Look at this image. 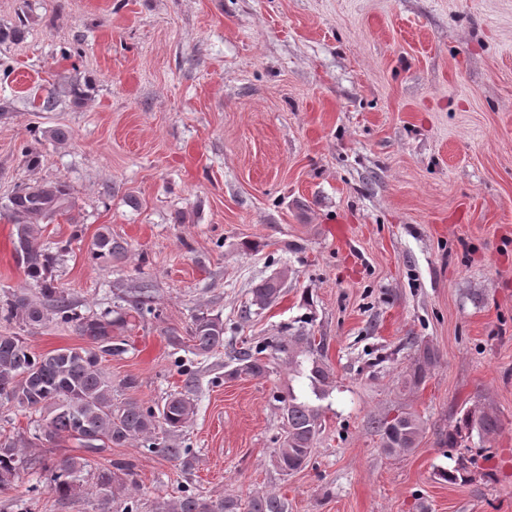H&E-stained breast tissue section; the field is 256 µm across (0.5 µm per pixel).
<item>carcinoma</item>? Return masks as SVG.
<instances>
[{
	"instance_id": "obj_1",
	"label": "carcinoma",
	"mask_w": 512,
	"mask_h": 512,
	"mask_svg": "<svg viewBox=\"0 0 512 512\" xmlns=\"http://www.w3.org/2000/svg\"><path fill=\"white\" fill-rule=\"evenodd\" d=\"M74 204L71 190L63 180L36 181L15 191L5 204L12 223L17 225L14 250L30 284L37 293L22 288L0 299V318L22 328H32L50 321L71 324L83 336L100 345L93 348H60L37 354L16 333L0 332V405L30 410L45 415L41 427L48 442L74 440L83 454L63 458L52 465L39 459H27L14 442L0 443V490H7L24 462L40 465L49 471V487L60 499L82 491L83 474L96 459L94 449L106 450L130 440L151 454L189 464L190 449L177 448L154 436L157 427L172 435L181 430L194 409V395L199 380L194 371L181 370L185 376L183 390L167 397L153 408L129 398L116 402L112 398V377L101 367L105 355L121 353V344H112V331L128 326V319H143L154 313L145 287L127 290V306L85 316L65 289L54 285L49 276L59 252L37 244L42 225L55 217L71 213ZM127 251L126 242L112 236L110 229L98 233L90 250L91 258L101 264L119 259ZM281 277H270L251 288L250 306L264 310L281 296ZM191 353L207 356L224 348V320L219 315L199 312L192 317L189 331ZM323 341L311 331L300 329L270 341L231 351L236 361L233 374L259 376L268 365L263 355H281L296 367L308 362V379L316 399L324 398L323 386L330 380V369L322 361ZM435 360L434 350L425 345L418 349L413 365L403 379L404 386H419L427 367ZM284 435L274 449L273 461L278 471L288 475L308 462L322 426L319 408L307 398L290 396L283 406ZM382 448L389 455H405L417 447L423 433L420 418L413 412H400L392 418L375 421ZM498 431L497 419L484 411L468 410L448 432V447L477 433L485 438ZM132 465L112 463L104 469L95 486L96 512H140ZM155 512H240L234 497L213 500L196 493H185L174 502H159ZM247 512H288L287 502L273 493H257L247 503Z\"/></svg>"
}]
</instances>
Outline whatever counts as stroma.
<instances>
[{"label": "stroma", "instance_id": "obj_1", "mask_svg": "<svg viewBox=\"0 0 512 512\" xmlns=\"http://www.w3.org/2000/svg\"><path fill=\"white\" fill-rule=\"evenodd\" d=\"M20 22L23 39L0 42V297L26 285L8 197L62 179L73 215L40 237L65 248L57 286L86 314L153 286L157 316L119 331L127 353L102 360L116 401L180 391L168 333L186 335L198 311L224 319L223 350L184 356L201 388L171 442L191 467L135 441L99 467L131 463L148 506L188 489L270 492L288 512H512V0H0V27ZM57 126L68 141L31 134ZM105 226L127 252L99 265ZM281 270L280 298L246 314L251 288ZM304 326L323 337L331 379L311 457L284 476L280 399L309 382L281 359L231 376L230 351ZM23 337L39 354L91 345L53 322ZM425 343L437 359L405 389ZM469 409L499 430L446 446ZM402 411L424 431L391 456L371 421ZM40 421L0 408V442L78 454L35 439ZM461 457L468 481L440 480ZM97 477L62 503L24 466L0 512H94Z\"/></svg>", "mask_w": 512, "mask_h": 512}]
</instances>
